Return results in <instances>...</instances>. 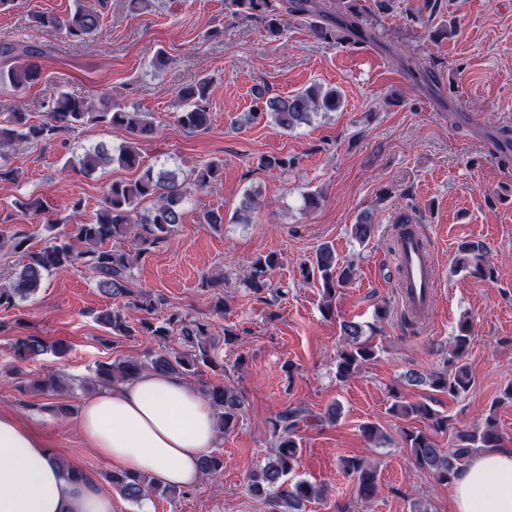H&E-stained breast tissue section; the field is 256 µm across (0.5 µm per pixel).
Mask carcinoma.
<instances>
[{"mask_svg": "<svg viewBox=\"0 0 512 512\" xmlns=\"http://www.w3.org/2000/svg\"><path fill=\"white\" fill-rule=\"evenodd\" d=\"M107 2L95 0L91 6L78 3L62 17L41 13L36 15V22L42 27L65 33L69 39L86 41L100 30ZM224 13L233 18L249 17L261 22L270 38L282 36L285 25L291 20L306 22L315 36L327 41L356 46L370 38L356 0H224ZM39 55L41 51L32 45L0 43V88L20 91L34 85L40 78L39 66L35 63L20 64L18 60ZM210 88V79L203 76L177 91L180 111L176 122L181 127L197 130L208 125ZM342 105V93L335 87L312 85L289 95L269 98L259 93L252 111L244 113L239 124L248 126L269 120L286 131H293L310 125L322 113L337 111ZM88 124L123 127L131 138L112 148L100 143L84 150L75 160L79 170L90 175L101 167L116 164L134 169L138 175L131 180H114L108 184L98 208L87 221L73 224L70 229L51 236L46 246L37 252L29 251L26 235L14 234L9 247L21 257V262L8 281L0 283V307L9 308L15 305L16 300L29 298L51 272L71 267H82L90 272L97 288L104 294H131V269L155 244L166 239L176 225L182 223L187 195L222 177L224 167L217 161L205 162L189 175L179 167L141 166L139 142L153 133V123L145 113L129 112L112 102L95 106L68 93H61L48 102L46 119L42 123L30 122L27 112L8 113L0 121V157ZM255 197L257 193L254 191L243 194L234 212L237 223H249ZM145 200L152 202V206L142 208ZM375 230V217L371 210L361 212L350 227L351 236L360 243L369 241ZM127 237L130 238V248L113 250L107 247L109 241ZM278 264L279 258L275 253L258 259L253 264L247 286L256 291L266 287L269 271ZM455 265L457 270L471 275H492V269L485 264V246L481 242H461L457 247ZM301 272L304 280L319 282L325 298V313L329 314L333 312L332 299L337 289L351 279L352 265H339L334 248L324 244L316 250L311 262L301 268ZM96 321L125 336L141 331L165 338L175 332L183 344L181 351L158 354L147 361L127 357L97 364L91 381L102 388L133 380L145 371L187 378L199 374L203 366L217 367L214 357L216 344L208 324L188 321L178 311L170 312L160 326L145 317L132 323L124 312L109 308L99 311ZM340 329L343 344L337 351L336 376L347 380L364 363L377 356L378 346L372 340L376 327L366 329L357 322L344 321ZM469 333L468 323L462 322L458 333L453 336L446 369L430 373L411 370L405 374L407 384L427 385L451 396L467 392L471 387V375L465 362ZM46 348L40 338L28 336L16 342L14 352L18 360L26 362ZM35 386L43 394H59L64 390L61 379L54 375L37 380ZM206 398L213 409L216 428L221 432L230 429L243 410V398L220 384L210 385ZM390 410L405 419L421 420L434 431H443L449 426L448 417L427 402L396 399ZM300 414L301 410L295 409L284 415L275 448L264 465L252 475L251 492L271 500L275 506L273 512H303L306 503L321 496V489L306 480L288 483V475L299 460L294 429ZM456 439V447L445 450L421 429L404 431L406 446L418 468L441 482L457 476L474 448L497 447L499 436L494 418H486L485 430L459 431ZM223 467V459L218 455H206L200 461L204 475H214ZM342 467L358 481L360 496L368 498L378 492L376 470L356 457L342 459ZM108 480L117 493L132 503L152 494L171 492L170 487L142 473L115 471Z\"/></svg>", "mask_w": 512, "mask_h": 512, "instance_id": "cac0c4a2", "label": "carcinoma"}]
</instances>
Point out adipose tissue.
Segmentation results:
<instances>
[{
    "label": "adipose tissue",
    "mask_w": 512,
    "mask_h": 512,
    "mask_svg": "<svg viewBox=\"0 0 512 512\" xmlns=\"http://www.w3.org/2000/svg\"><path fill=\"white\" fill-rule=\"evenodd\" d=\"M78 427L112 469L189 487L215 446L213 411L184 378L143 372L88 398ZM455 512H512V449L470 459L453 487ZM0 512H112L94 482L66 479L44 440L13 413L0 412Z\"/></svg>",
    "instance_id": "ef3b65f1"
}]
</instances>
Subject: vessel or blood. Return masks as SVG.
I'll return each mask as SVG.
<instances>
[{"label": "vessel or blood", "instance_id": "b4317fda", "mask_svg": "<svg viewBox=\"0 0 512 512\" xmlns=\"http://www.w3.org/2000/svg\"><path fill=\"white\" fill-rule=\"evenodd\" d=\"M397 283L404 306L418 321L434 312L439 296L435 260L423 238L410 236L395 244Z\"/></svg>", "mask_w": 512, "mask_h": 512}]
</instances>
